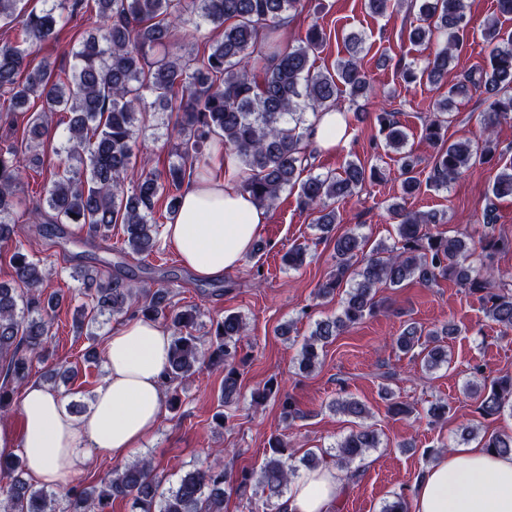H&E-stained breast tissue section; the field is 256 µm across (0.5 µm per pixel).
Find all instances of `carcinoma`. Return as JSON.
I'll return each instance as SVG.
<instances>
[{
  "instance_id": "cac0c4a2",
  "label": "carcinoma",
  "mask_w": 512,
  "mask_h": 512,
  "mask_svg": "<svg viewBox=\"0 0 512 512\" xmlns=\"http://www.w3.org/2000/svg\"><path fill=\"white\" fill-rule=\"evenodd\" d=\"M21 0H0V22L13 23L17 37L0 44V90L10 94L9 115L23 117V134L37 142L48 132L49 119L56 112L70 114L65 151L78 161L57 169L46 187L37 215L48 227L76 224L89 235L106 239L112 225H123L126 249L137 255L155 247L156 204L165 201L173 218L180 207V189L186 177L199 178L211 170L217 152L235 157L241 187L261 206H273L280 194L298 189L304 208L316 214V227L331 233L338 222L335 203L351 195L374 170L350 162L344 174H309L314 154L310 150L309 115L334 109L347 93L352 97L371 91L357 60L363 38L348 37L350 56L336 64L334 72L317 71L311 54L324 42V30L313 23L304 39L288 49L279 48L276 32L283 15L301 5V0H45L46 7L17 19ZM423 24L413 31L417 43L437 40L441 48L428 59L421 75L438 83L448 74V63L457 52L467 27L462 0H419ZM95 25L72 52L70 71L57 70L44 59L31 66L30 50L57 38L61 28L77 17ZM214 26L223 36L209 47L206 57L171 49L172 33L192 25ZM489 48L490 67L462 75L448 87V97L424 127V138L437 147L432 157L430 185H448L474 164L496 150L494 127L512 120V36L503 38L499 19L490 18L482 32ZM408 68L404 79H417ZM482 88L492 101L480 120L482 133L476 140L465 138L447 143L448 104ZM37 99L41 109L25 110ZM178 112L174 128L180 142L178 161L162 172L137 173L132 162V141L139 116L150 108ZM386 132V147L400 155L401 202L389 210L398 219L396 240L387 246L367 248L368 237L351 229L334 237L336 264L319 284L317 296L333 297L340 288L345 298L339 314L315 324L298 354L303 373L321 367L320 350L348 328L381 309L376 299L382 288H400L408 281L429 286L450 279L479 295L486 317L504 332L512 331V284L500 270L487 266L476 270L467 264L468 252L480 248L486 255L512 250V240L488 233L477 246L463 237L431 232L438 223L431 211H412L405 200L421 193L422 181L416 168L419 160L405 150L407 134L393 112L376 113ZM27 166L15 147L0 148V240L15 234L14 214L20 204L16 189ZM491 194L495 199L512 198V162L496 175ZM21 289L0 286V409L5 399L29 377L35 358L49 355L52 313L58 294L42 291L47 274L43 261L15 247L10 257ZM77 278L85 302L76 312V329L81 331L99 319L115 315L162 319L173 329L169 368L164 385L182 383L204 367L224 371L223 399L229 404L240 397L242 340L247 323L242 315L228 313L211 325L212 339L203 344L192 331L200 311L195 306L178 310L169 301L166 288H138L117 273L104 276L93 265L76 264ZM452 323L439 330H427L409 323L396 339L403 353L420 356L421 368L432 372L448 363ZM473 379L466 392L480 398L477 412L483 418L512 415V377L486 381L483 369L473 367ZM280 398L284 419L293 422L306 417L294 399L280 392L275 378L251 393L257 404L271 396ZM335 410L357 420L370 418L369 409L354 398L336 401ZM380 436L361 425L336 443V452H310L302 462L309 469L330 461L341 471H350L371 450L380 447ZM480 445L499 454H512V434L483 433ZM288 441L274 437L258 473L235 474L220 462L188 471L178 482L161 490V476L148 460H138L123 470L115 469L104 478L100 490L77 482L61 493L32 488L23 478V461L14 455H0V486L3 512H105L114 498H129L138 512H224V487L233 486L240 496L251 485L281 498L295 469Z\"/></svg>"
}]
</instances>
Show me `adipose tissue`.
<instances>
[{"label": "adipose tissue", "instance_id": "1", "mask_svg": "<svg viewBox=\"0 0 512 512\" xmlns=\"http://www.w3.org/2000/svg\"><path fill=\"white\" fill-rule=\"evenodd\" d=\"M351 136L341 113L322 112L314 120L311 139L319 149L345 146ZM267 219L236 178L213 171L183 188L179 214L164 234L197 278L211 280L243 263ZM171 343L159 322L137 318L119 325L106 340L107 375L79 419L46 385L26 384L21 432L0 427V455L20 453L29 476L49 488L66 486L94 453L125 458L161 416ZM346 488L335 466L306 471L290 484L282 512H334ZM409 512H512V454L476 443L452 448L418 479Z\"/></svg>", "mask_w": 512, "mask_h": 512}]
</instances>
